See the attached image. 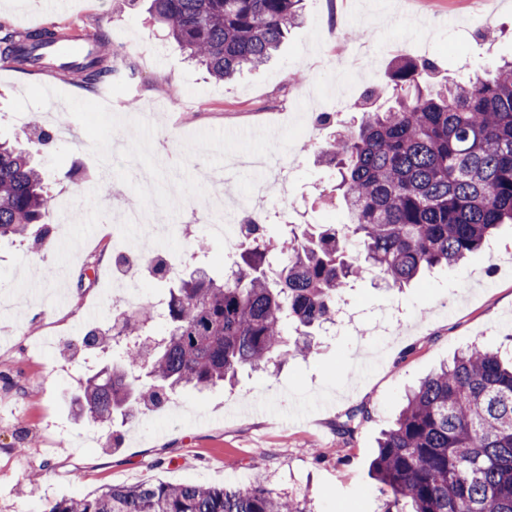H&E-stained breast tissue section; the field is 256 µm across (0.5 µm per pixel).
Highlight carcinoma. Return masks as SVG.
Listing matches in <instances>:
<instances>
[{
  "instance_id": "carcinoma-1",
  "label": "carcinoma",
  "mask_w": 512,
  "mask_h": 512,
  "mask_svg": "<svg viewBox=\"0 0 512 512\" xmlns=\"http://www.w3.org/2000/svg\"><path fill=\"white\" fill-rule=\"evenodd\" d=\"M303 0H151V11L187 57L219 81L267 63L302 18ZM49 29L0 37V61L40 67ZM94 88L112 66L91 53L69 66ZM431 59H399L390 72L393 104L361 96L358 125L318 150L336 171L334 190L348 209L338 227L289 224L278 245L263 225L241 221L250 246L222 280L203 271L174 280L162 320L144 304L117 335L160 323L152 350L127 348L108 372L89 377L76 397L102 424L130 419L180 388L203 390L238 374L312 352L310 336L336 313L343 289L374 272L401 288L429 268H452L512 223V60L479 66L458 81L428 82ZM46 146L40 124L24 132ZM54 206L28 150L0 143V240L43 223ZM371 411L336 423L348 442ZM390 493L412 512H512V347L473 346L406 396L371 462ZM45 512H306L303 502L261 484L248 488L141 483L51 503Z\"/></svg>"
}]
</instances>
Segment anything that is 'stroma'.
<instances>
[{
  "label": "stroma",
  "mask_w": 512,
  "mask_h": 512,
  "mask_svg": "<svg viewBox=\"0 0 512 512\" xmlns=\"http://www.w3.org/2000/svg\"><path fill=\"white\" fill-rule=\"evenodd\" d=\"M493 13L489 35L466 31ZM0 25L24 32L50 28L86 37L102 32L131 78L112 81V110L142 117L167 136L174 157L183 140L212 129L280 127L307 101L305 121L323 112L319 142L298 138L288 191L275 200L252 196L257 172L243 171L214 185L199 155L189 172L210 194L250 198L265 218L267 238L287 224H344L343 203H322L331 174L315 161L337 125L359 120L335 112L333 60L356 46L352 31L372 29L376 66L346 77L351 97L385 82L397 56L435 59L439 75L457 78L464 65L512 58V0H304V19L277 56L254 72L217 81L190 62L151 22L146 0H0ZM37 76L0 63V139H22L9 109ZM41 124L67 123L70 134L35 151L56 199L73 198L77 217L60 224L50 212L45 245L0 243V512H44L61 498H83L101 488L143 482L207 486H264L309 501L314 512H386L388 497L369 468L382 429L401 410L407 390L472 344L494 345L512 335V224L501 225L479 253L450 270L427 273L408 288L387 290L367 276L344 297L351 327H328L312 355L295 357L272 373L240 371L235 386L199 392L185 388L163 406L118 424V448L103 450L104 428L77 416L74 398L86 378L114 361L85 346L88 327L111 329L120 320L112 286V237L138 238L141 228L114 225V205L134 191L101 177L90 142L65 105L40 109ZM208 198L188 199L181 218H164L165 236L150 250L169 252L176 271L206 267L224 278L240 254L225 256L206 225ZM403 313V325L394 322ZM372 414L344 455L336 424L352 408Z\"/></svg>",
  "instance_id": "1"
}]
</instances>
